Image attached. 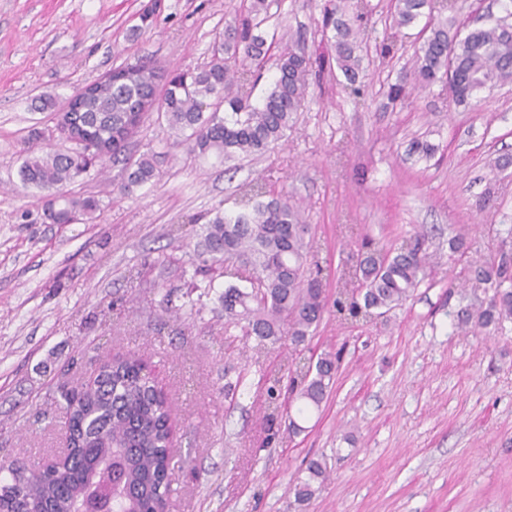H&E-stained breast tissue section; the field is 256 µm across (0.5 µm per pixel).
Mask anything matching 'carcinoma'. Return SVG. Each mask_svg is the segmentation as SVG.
Listing matches in <instances>:
<instances>
[{"label":"carcinoma","mask_w":512,"mask_h":512,"mask_svg":"<svg viewBox=\"0 0 512 512\" xmlns=\"http://www.w3.org/2000/svg\"><path fill=\"white\" fill-rule=\"evenodd\" d=\"M268 0H241V9L212 44L208 61L188 68H166L155 60H138L135 83L114 81L98 87L97 97L83 112H57L48 133L34 132L20 169L22 184L45 192V219L52 224L93 223L99 200L72 196L66 187L90 171L104 170L119 159L135 138L146 116L135 111L157 91L168 126L189 155L216 152L226 159L263 154L279 144L299 112L314 68L336 66L350 83L361 67L359 54L366 5L356 0L355 12L338 13L329 0L322 15V33L330 50L315 56L284 46ZM428 10L437 18L413 62L414 89L423 91L445 82L455 101L474 92L512 82V11L492 24L460 36L444 14L452 4L443 0H396L399 27L413 24ZM275 72L261 101L254 105L243 91L261 79L269 61ZM84 135L70 141L68 132ZM58 140L57 149L49 144ZM158 177L155 153H143L132 164L118 190ZM308 225L301 210L257 183L249 189L247 208L226 214L216 211L202 225L193 250L195 273L249 272L247 286L230 284L217 296L224 309V329L240 328L273 344L286 339L304 343L320 323L328 305L351 317H383L418 287L429 264L426 241L417 236L387 251L367 248L357 260L356 287L329 300L319 273L312 271L306 242ZM472 287L487 300L457 311L461 328L487 330L512 320V254L475 261ZM142 357L133 352L100 366L94 383L81 390H59L58 405L69 425L71 447L50 470L14 460L0 466V512H78L93 491L110 488L112 512H163L170 493L171 417L173 408L155 381L143 373ZM337 358L325 355L307 371L291 378L296 413L320 408L329 395ZM294 486L298 504L309 502L327 478L318 460Z\"/></svg>","instance_id":"carcinoma-1"}]
</instances>
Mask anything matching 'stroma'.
I'll use <instances>...</instances> for the list:
<instances>
[{
	"label": "stroma",
	"mask_w": 512,
	"mask_h": 512,
	"mask_svg": "<svg viewBox=\"0 0 512 512\" xmlns=\"http://www.w3.org/2000/svg\"><path fill=\"white\" fill-rule=\"evenodd\" d=\"M0 0V461L40 462L64 440L58 387H78L105 360L138 352L173 406L169 512H512V322L458 330L456 312L484 299L469 265L512 252V83L457 103L442 85L414 90L413 60L429 17L396 28L395 0L370 14L356 85L338 68L310 81L287 136L226 170L223 157L174 147L161 113L133 155H159L158 177L120 193V163L71 193L99 200L92 224H46L43 195L19 171L35 107L64 100L124 63L207 60L241 0ZM325 0H279V30L324 49ZM395 37L394 55L380 52ZM412 92L388 98L392 85ZM304 209L311 258L328 297L352 286V254L430 234L437 257L414 293L379 319L328 308L299 346L262 344L224 327L215 295L190 301L189 251L218 207L236 208L255 178ZM464 237L466 253L449 239ZM341 353L335 384L301 433L272 408L274 380ZM246 372L232 394L224 386ZM328 479L307 504L293 487L310 459Z\"/></svg>",
	"instance_id": "stroma-1"
}]
</instances>
